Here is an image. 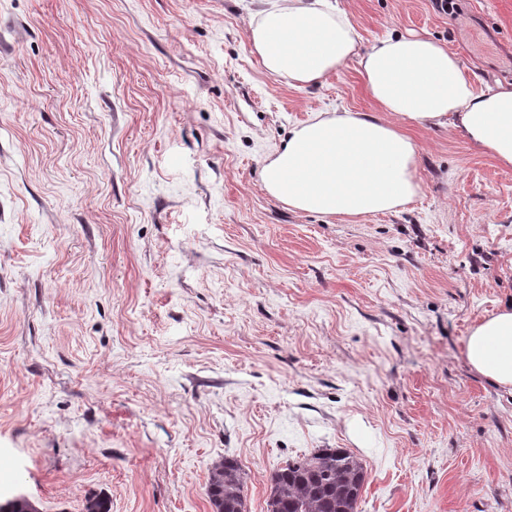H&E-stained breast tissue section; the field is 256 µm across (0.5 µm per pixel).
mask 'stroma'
Here are the masks:
<instances>
[{
	"label": "stroma",
	"mask_w": 512,
	"mask_h": 512,
	"mask_svg": "<svg viewBox=\"0 0 512 512\" xmlns=\"http://www.w3.org/2000/svg\"><path fill=\"white\" fill-rule=\"evenodd\" d=\"M280 0H0V495L37 512H248L317 448L357 512H512V395L470 329L512 302V167L402 122L414 199L288 209L260 180L321 112L376 111L357 59L294 87L252 54ZM327 0L366 50L414 31L512 82V0ZM245 472L235 459L224 458L209 481V499L214 512H246Z\"/></svg>",
	"instance_id": "stroma-1"
}]
</instances>
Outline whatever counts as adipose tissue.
Instances as JSON below:
<instances>
[{"mask_svg": "<svg viewBox=\"0 0 512 512\" xmlns=\"http://www.w3.org/2000/svg\"><path fill=\"white\" fill-rule=\"evenodd\" d=\"M324 0H282L257 13L248 41L264 68L292 86L323 83L357 58L378 112H326L295 127L265 162L264 189L289 208L320 215L384 214L418 193V151L398 123L450 124L512 166V84L478 87L456 54L414 35L388 36L359 51L346 12ZM471 369L512 391V304L485 319L465 343Z\"/></svg>", "mask_w": 512, "mask_h": 512, "instance_id": "obj_1", "label": "adipose tissue"}]
</instances>
